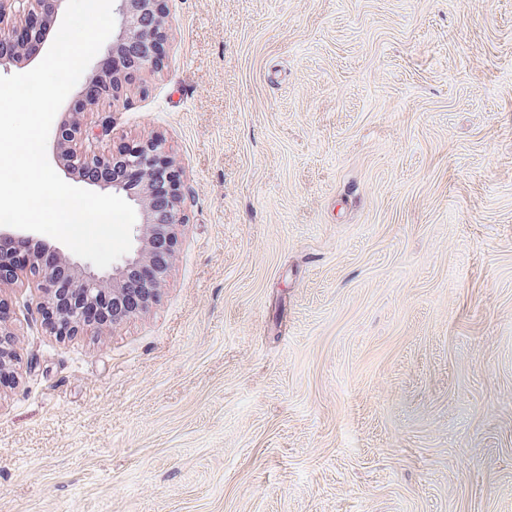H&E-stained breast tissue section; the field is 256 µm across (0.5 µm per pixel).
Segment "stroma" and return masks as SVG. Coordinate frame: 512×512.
Here are the masks:
<instances>
[{
    "instance_id": "stroma-1",
    "label": "stroma",
    "mask_w": 512,
    "mask_h": 512,
    "mask_svg": "<svg viewBox=\"0 0 512 512\" xmlns=\"http://www.w3.org/2000/svg\"><path fill=\"white\" fill-rule=\"evenodd\" d=\"M99 147L188 225L143 314L0 290V512H512V0H167ZM6 306L4 299L0 298V386L5 378L10 379L9 383L15 382V362L17 361V352L12 340V332L5 322L6 320L1 311Z\"/></svg>"
}]
</instances>
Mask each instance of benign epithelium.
Wrapping results in <instances>:
<instances>
[{
	"mask_svg": "<svg viewBox=\"0 0 512 512\" xmlns=\"http://www.w3.org/2000/svg\"><path fill=\"white\" fill-rule=\"evenodd\" d=\"M66 0H0V71L8 70L21 60L28 42H53L61 10ZM165 0H114L115 28L112 42L98 53L104 59L118 50H128L131 66L112 76L108 90L100 92L95 83H84L77 91L80 109L72 125L57 127L54 133L55 155L59 166L77 182L97 184L92 170L100 165L131 166L138 171L140 181L132 187L121 180H112V194L133 202L141 214L136 225L134 248L121 263L107 273L95 271L89 264L72 260L60 248L52 253L58 262L48 264L43 249L28 253L17 261L0 258V289L22 288L30 283L36 288L35 310L56 336H76L99 328L90 320L94 304L105 296L117 300L131 293L133 271L154 258L159 251L173 256L175 229L188 223L184 207L182 167L171 154L166 139L155 135L132 140L111 152L95 151V143L110 136V117L104 115L90 124L88 114L103 111L106 101H115L132 80L155 68L164 52L169 33L165 22ZM146 310V305L128 302L113 310L111 329ZM17 352L12 332L0 315V382H15Z\"/></svg>",
	"mask_w": 512,
	"mask_h": 512,
	"instance_id": "1",
	"label": "benign epithelium"
}]
</instances>
